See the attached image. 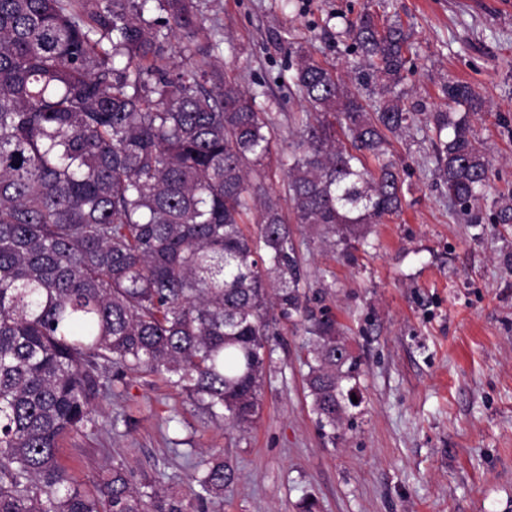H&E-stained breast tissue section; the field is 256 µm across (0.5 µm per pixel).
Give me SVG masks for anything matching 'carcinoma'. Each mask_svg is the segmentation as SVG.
<instances>
[{"label": "carcinoma", "mask_w": 512, "mask_h": 512, "mask_svg": "<svg viewBox=\"0 0 512 512\" xmlns=\"http://www.w3.org/2000/svg\"><path fill=\"white\" fill-rule=\"evenodd\" d=\"M172 32L202 55L195 67L167 54ZM204 32L197 0H0V512H184L122 462L92 490L74 485L60 441L97 428L99 397L130 371L164 377L240 440L262 411L275 310L310 322L312 410L336 439L359 364L333 316L309 312L292 225L353 260L368 227L401 212L386 154L418 121L399 89L408 36L368 12L349 23L373 112L342 72L293 49L309 111L292 132L286 214L253 183L274 118L207 60ZM443 92L464 112L430 119L434 175L480 224L492 165L468 114L484 102L459 82ZM493 220L512 224L511 198ZM233 478L211 458L196 499Z\"/></svg>", "instance_id": "1"}]
</instances>
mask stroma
Returning a JSON list of instances; mask_svg holds the SVG:
<instances>
[{
  "label": "stroma",
  "mask_w": 512,
  "mask_h": 512,
  "mask_svg": "<svg viewBox=\"0 0 512 512\" xmlns=\"http://www.w3.org/2000/svg\"><path fill=\"white\" fill-rule=\"evenodd\" d=\"M206 47L255 93L279 127L265 188L288 207L279 164L288 119L305 102L287 84L289 44L349 72L376 95L346 20L400 15L413 46L406 102L446 108V82L470 84L485 111L473 134L493 165L485 217L512 192V0H198ZM403 211L372 225L356 262L294 227L313 311L329 310L359 362L339 439L320 431L306 385L301 320H277L259 420L228 445L212 420L166 380L128 374L100 403L94 433L60 443L71 478L92 488L101 467L125 462L159 476L183 502L191 462L223 452L235 470L215 512H512V226L468 224L433 177L430 142L413 130L391 138Z\"/></svg>",
  "instance_id": "stroma-1"
}]
</instances>
